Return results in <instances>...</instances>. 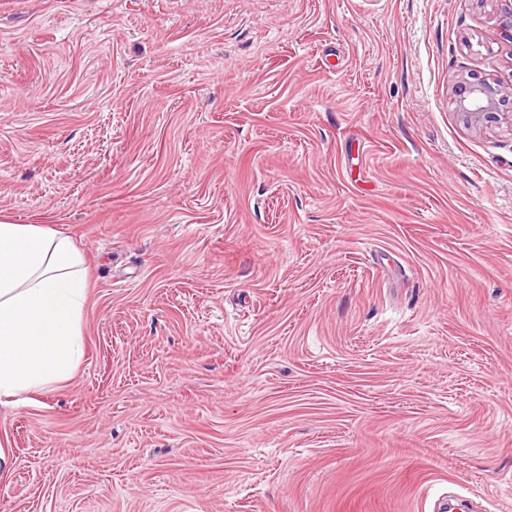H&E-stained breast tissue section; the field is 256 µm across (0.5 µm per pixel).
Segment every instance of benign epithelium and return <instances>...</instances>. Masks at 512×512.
<instances>
[{
  "instance_id": "1",
  "label": "benign epithelium",
  "mask_w": 512,
  "mask_h": 512,
  "mask_svg": "<svg viewBox=\"0 0 512 512\" xmlns=\"http://www.w3.org/2000/svg\"><path fill=\"white\" fill-rule=\"evenodd\" d=\"M501 35L512 40V0H495ZM457 111L469 125L490 122L512 103V93L497 82L476 74L457 82L452 88Z\"/></svg>"
}]
</instances>
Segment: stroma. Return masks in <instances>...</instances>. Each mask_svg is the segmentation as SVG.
Segmentation results:
<instances>
[{
    "label": "stroma",
    "instance_id": "obj_1",
    "mask_svg": "<svg viewBox=\"0 0 512 512\" xmlns=\"http://www.w3.org/2000/svg\"><path fill=\"white\" fill-rule=\"evenodd\" d=\"M494 0H0V216L69 236L75 376L0 512H512ZM457 111L469 125H483L490 122L511 105V91H506L497 82H491L476 74L458 81L452 88Z\"/></svg>",
    "mask_w": 512,
    "mask_h": 512
}]
</instances>
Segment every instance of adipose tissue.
Instances as JSON below:
<instances>
[{"label":"adipose tissue","instance_id":"adipose-tissue-1","mask_svg":"<svg viewBox=\"0 0 512 512\" xmlns=\"http://www.w3.org/2000/svg\"><path fill=\"white\" fill-rule=\"evenodd\" d=\"M86 272L68 238L0 219V396L70 380L84 355Z\"/></svg>","mask_w":512,"mask_h":512}]
</instances>
